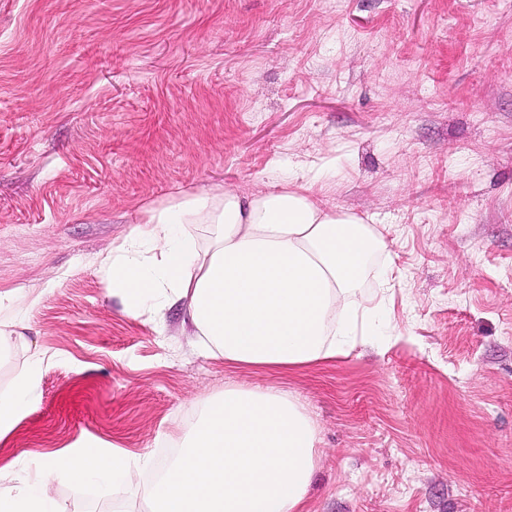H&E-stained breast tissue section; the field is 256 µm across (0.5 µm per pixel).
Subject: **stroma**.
I'll return each instance as SVG.
<instances>
[{"instance_id":"35a3bbf8","label":"stroma","mask_w":512,"mask_h":512,"mask_svg":"<svg viewBox=\"0 0 512 512\" xmlns=\"http://www.w3.org/2000/svg\"><path fill=\"white\" fill-rule=\"evenodd\" d=\"M316 180L385 240L355 291L384 294L383 347L232 367L180 308L160 331L106 293L145 206ZM0 292V389L53 357L0 438L10 485L79 446L161 458L231 379L316 420L311 512H512V0H0ZM148 477L50 493L147 512Z\"/></svg>"}]
</instances>
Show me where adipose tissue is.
<instances>
[{
    "mask_svg": "<svg viewBox=\"0 0 512 512\" xmlns=\"http://www.w3.org/2000/svg\"><path fill=\"white\" fill-rule=\"evenodd\" d=\"M385 248L372 225L327 212L303 185L251 197L197 191L145 210L97 266L107 291L155 325L182 303L206 355L284 370L349 354L360 328L387 321L379 305L353 301L369 258ZM47 364L32 355L0 391V436L37 407ZM317 442L314 419L291 393L228 383L202 400L167 463L72 448L47 456L24 488L0 484V512H62L52 482L118 485L151 467L149 512H310Z\"/></svg>",
    "mask_w": 512,
    "mask_h": 512,
    "instance_id": "adipose-tissue-1",
    "label": "adipose tissue"
}]
</instances>
